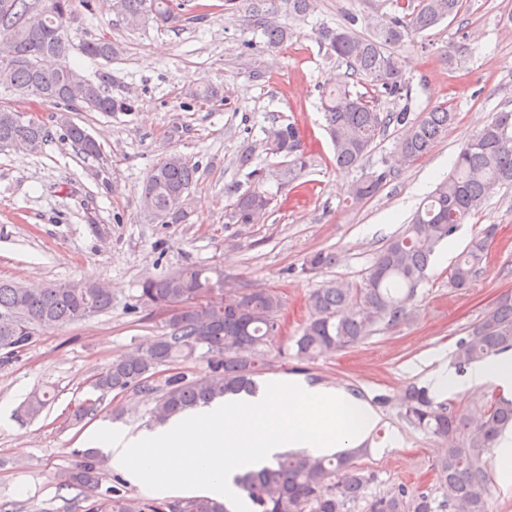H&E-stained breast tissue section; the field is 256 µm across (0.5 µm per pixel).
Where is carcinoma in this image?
I'll use <instances>...</instances> for the list:
<instances>
[{
  "label": "carcinoma",
  "mask_w": 512,
  "mask_h": 512,
  "mask_svg": "<svg viewBox=\"0 0 512 512\" xmlns=\"http://www.w3.org/2000/svg\"><path fill=\"white\" fill-rule=\"evenodd\" d=\"M252 27L272 47L286 43L290 29L275 21L278 0H247ZM315 0H288V11L304 18ZM391 12L364 18L367 34L350 27L319 31L329 57L345 62L351 75L368 80L392 96L405 89L394 48L427 31L463 8V0H387ZM112 13L130 26L181 21V4L174 0H109ZM75 0H0V88L21 97L34 96L70 110L121 112L129 105L110 96L105 87L86 78L67 61L68 29L75 20ZM82 52L112 61L122 53L106 34L85 41ZM197 102L223 100V90L205 85L187 92ZM321 105L334 150L336 166L356 169L389 127L401 132L396 150L413 162L427 155L448 134L455 112L442 105L413 118L407 109L386 112L377 99L354 93L347 85L324 87ZM66 138L87 159L102 160L100 147L82 127L66 123ZM43 122L33 123L25 112L0 105V147L38 153L48 141ZM261 148L281 158L274 176L290 185L307 167L298 128L275 122L265 130ZM197 167L185 157L166 154L143 182L141 212L158 224H183L189 216L190 191ZM394 174L388 162L363 174L351 186L353 198L375 195ZM238 196L230 213L234 224H258L274 198L260 183ZM512 182V112H496L462 145L453 171L419 206L411 223L390 238L356 285L326 281L307 298L309 318L291 338L300 361L354 347L380 325L407 320L419 286L437 247L476 214L492 191ZM496 226L485 227L458 256L449 283L470 287L482 272L494 242ZM336 264V255L319 250L309 254L302 271L318 273ZM224 270L187 265L147 278L136 302L142 306H171L163 333L135 353L109 363L93 386L103 392L133 389L154 403L152 414L163 423L172 416L228 394L257 392L255 377L267 364L268 348L281 335V297L266 288L243 287L226 299L219 295ZM112 290L95 284L27 288L0 280V345L13 355L29 346L38 329L82 321L112 309ZM200 349L208 354L207 370L193 378L180 365ZM512 350V297L488 309L454 351L455 365L464 368ZM162 366L168 374L153 378ZM54 400L49 389L34 391L22 406L30 418L40 416ZM402 417L414 429L448 442L435 464V489L413 490L405 485L368 494L376 476L356 463L363 449L333 457L286 453L275 463L247 471L236 484L251 501L253 512H490L492 485L487 455L500 433L512 425V399L494 394L465 413L450 402L436 401L424 387H409L400 399ZM59 484L84 491L99 486L101 472L94 453L61 471ZM95 512H134L121 489H107ZM165 512H230L226 504L205 496L181 497L162 503Z\"/></svg>",
  "instance_id": "carcinoma-1"
}]
</instances>
